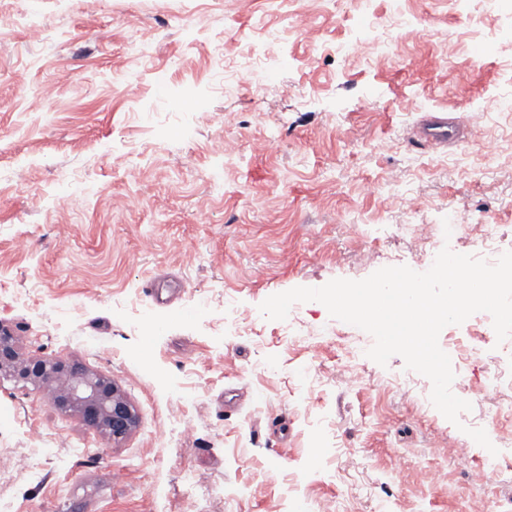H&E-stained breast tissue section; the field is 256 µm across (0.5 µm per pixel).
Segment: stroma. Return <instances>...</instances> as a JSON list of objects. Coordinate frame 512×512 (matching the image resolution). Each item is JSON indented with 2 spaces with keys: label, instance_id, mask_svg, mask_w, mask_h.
<instances>
[{
  "label": "stroma",
  "instance_id": "1",
  "mask_svg": "<svg viewBox=\"0 0 512 512\" xmlns=\"http://www.w3.org/2000/svg\"><path fill=\"white\" fill-rule=\"evenodd\" d=\"M371 9L388 48L353 58L339 47L360 0H0V324L24 356L112 376L140 417L111 443L0 377V512H307L322 498L344 512H462L477 489L449 441L474 464L512 449V421L486 422L512 387L482 391L512 369V341L483 313L439 335L473 349L452 388L472 409L453 423L427 377L397 355L368 358L372 336L323 304L283 321L259 310L296 287L424 271L449 244L487 259L492 229L512 251V112L498 108L512 98V15L455 0ZM27 14L42 39L20 25ZM282 29L270 85L245 72L225 97L215 52L239 58ZM437 113L459 134L419 145ZM486 137L498 155H484ZM366 179L379 196L360 194ZM410 223L458 230L422 244L396 234ZM229 302L251 311L244 328L225 324ZM352 361L359 389L341 380ZM398 453L412 461L401 473ZM428 462L445 482H421Z\"/></svg>",
  "mask_w": 512,
  "mask_h": 512
}]
</instances>
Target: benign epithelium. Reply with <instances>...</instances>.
<instances>
[{"mask_svg":"<svg viewBox=\"0 0 512 512\" xmlns=\"http://www.w3.org/2000/svg\"><path fill=\"white\" fill-rule=\"evenodd\" d=\"M0 374L42 388L55 409L76 414L110 442L139 425L136 407L112 377L64 359L26 358L12 332L0 326Z\"/></svg>","mask_w":512,"mask_h":512,"instance_id":"obj_1","label":"benign epithelium"}]
</instances>
